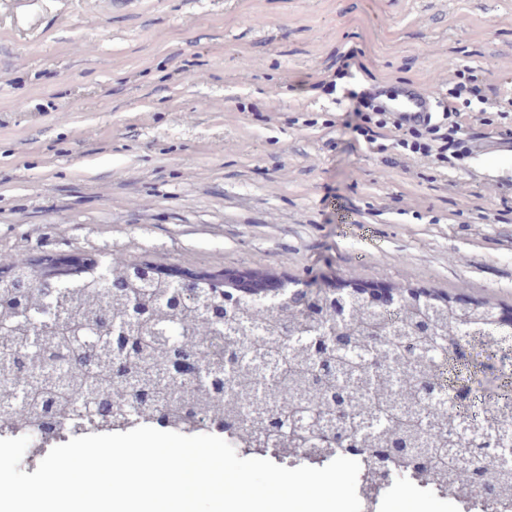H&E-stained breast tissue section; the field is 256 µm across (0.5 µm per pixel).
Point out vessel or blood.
<instances>
[{
    "mask_svg": "<svg viewBox=\"0 0 512 512\" xmlns=\"http://www.w3.org/2000/svg\"><path fill=\"white\" fill-rule=\"evenodd\" d=\"M366 100L375 109L402 117L409 125L434 120L440 110V102L433 94L409 82L376 83L368 88ZM470 156L479 161L508 160L512 158V143L477 140L471 145Z\"/></svg>",
    "mask_w": 512,
    "mask_h": 512,
    "instance_id": "b4317fda",
    "label": "vessel or blood"
}]
</instances>
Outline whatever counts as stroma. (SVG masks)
Returning <instances> with one entry per match:
<instances>
[{
	"label": "stroma",
	"instance_id": "1",
	"mask_svg": "<svg viewBox=\"0 0 512 512\" xmlns=\"http://www.w3.org/2000/svg\"><path fill=\"white\" fill-rule=\"evenodd\" d=\"M0 10V253L137 235L186 271L493 298L512 309V164L373 155L306 91L512 72V0H39Z\"/></svg>",
	"mask_w": 512,
	"mask_h": 512
}]
</instances>
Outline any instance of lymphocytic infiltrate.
I'll use <instances>...</instances> for the list:
<instances>
[{"instance_id": "f902f5d3", "label": "lymphocytic infiltrate", "mask_w": 512, "mask_h": 512, "mask_svg": "<svg viewBox=\"0 0 512 512\" xmlns=\"http://www.w3.org/2000/svg\"><path fill=\"white\" fill-rule=\"evenodd\" d=\"M487 88L483 70L469 68L468 72L459 75L447 93L441 95L443 119L418 127H406L397 118L368 111L361 101V93L351 90L347 97L356 103L355 111L362 119L360 130L372 154L384 153L392 143L409 151L412 158L441 171L456 166L470 152L473 130L461 122L445 120L446 115L457 112L458 101L475 100L485 111L496 113L506 122L498 132L500 140L512 141V127L507 124L508 118L512 117V94L491 98L486 93Z\"/></svg>"}]
</instances>
